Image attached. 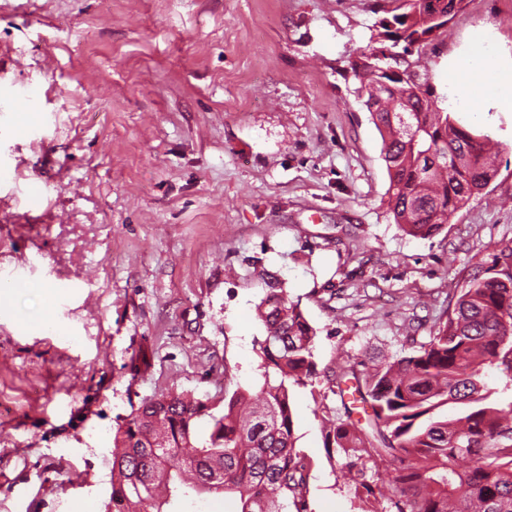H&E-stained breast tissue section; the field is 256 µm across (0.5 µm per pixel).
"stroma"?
I'll return each mask as SVG.
<instances>
[{"label": "stroma", "instance_id": "obj_1", "mask_svg": "<svg viewBox=\"0 0 512 512\" xmlns=\"http://www.w3.org/2000/svg\"><path fill=\"white\" fill-rule=\"evenodd\" d=\"M377 6L392 2L0 0V272L33 257L42 282L0 299V512L104 504L116 423L144 399L258 389L266 271L317 331L293 394L310 508L353 512L315 413L327 377L426 342L512 247V112H456L497 142V174L437 235L389 218L349 68ZM480 38L512 56V0H467L414 50L438 107L449 59Z\"/></svg>", "mask_w": 512, "mask_h": 512}]
</instances>
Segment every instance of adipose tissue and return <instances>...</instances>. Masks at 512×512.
<instances>
[{
    "label": "adipose tissue",
    "instance_id": "adipose-tissue-1",
    "mask_svg": "<svg viewBox=\"0 0 512 512\" xmlns=\"http://www.w3.org/2000/svg\"><path fill=\"white\" fill-rule=\"evenodd\" d=\"M451 88L460 106L479 98L485 109L512 112V59L503 60L492 47H477Z\"/></svg>",
    "mask_w": 512,
    "mask_h": 512
}]
</instances>
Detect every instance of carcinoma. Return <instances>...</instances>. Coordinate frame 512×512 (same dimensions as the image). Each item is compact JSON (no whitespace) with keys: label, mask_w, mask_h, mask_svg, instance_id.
Here are the masks:
<instances>
[{"label":"carcinoma","mask_w":512,"mask_h":512,"mask_svg":"<svg viewBox=\"0 0 512 512\" xmlns=\"http://www.w3.org/2000/svg\"><path fill=\"white\" fill-rule=\"evenodd\" d=\"M398 2L381 28L406 51L441 26L436 13L449 21L466 0ZM367 60L350 69L363 103L378 85L370 116L383 143L389 216L404 234L429 238L495 175L493 140L435 108L427 73L387 74ZM265 285L259 390L234 391L218 413L184 393L142 401L113 435L105 512H180L202 493L224 494L233 512H310L291 392L316 374V330L283 281L269 275ZM360 365L327 378L317 406L328 458L344 459L358 512H512V402L499 405L485 381L490 369L512 380V248L494 255L488 276L465 282L429 341ZM357 402L364 424L353 418ZM448 406L455 415L434 418ZM203 415L205 434L196 423Z\"/></svg>","instance_id":"1"}]
</instances>
